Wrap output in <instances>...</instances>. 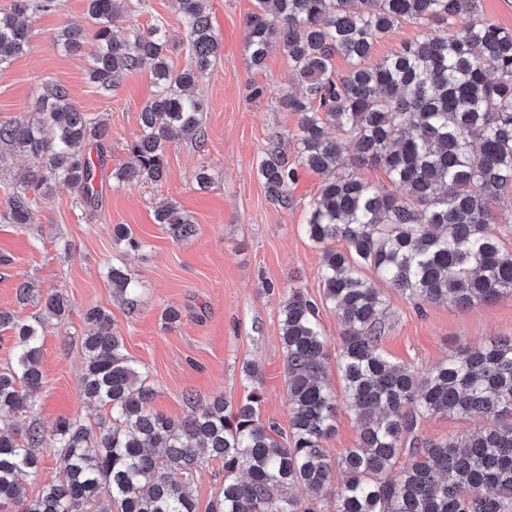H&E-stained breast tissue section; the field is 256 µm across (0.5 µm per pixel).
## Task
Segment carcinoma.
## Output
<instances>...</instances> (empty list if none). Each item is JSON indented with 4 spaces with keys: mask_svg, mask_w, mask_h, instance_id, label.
<instances>
[{
    "mask_svg": "<svg viewBox=\"0 0 512 512\" xmlns=\"http://www.w3.org/2000/svg\"><path fill=\"white\" fill-rule=\"evenodd\" d=\"M52 0H16L0 12V68L26 52L29 22ZM477 0H256L245 21V48L255 68L274 46L288 59L301 92L277 104L298 116L291 135L296 156L273 141L257 162L271 200L294 207L289 185L305 167L324 177L309 203L303 232L322 249L324 301L344 327L338 368L343 397L324 380L328 343L317 305L299 288L288 291L281 317L286 354L288 433L260 419L259 369L245 364L252 384L234 404L186 397L188 414L173 420L152 408L155 392L126 353L111 314L92 307L85 321L83 396L106 407L92 429L62 418L52 434L62 449L60 485L30 500L25 483L45 441L35 425L0 431V506L17 512H197L188 482L203 455L224 464V484L209 512H314L291 490L326 492L337 471L335 512H512V337L462 347L426 371L395 365L379 342L386 299L371 269L417 302H448L461 310L512 295V253L487 225L512 217V29L479 18ZM122 0H88L96 45L90 80L104 91L143 64L152 65L153 96L140 112L130 144L133 163L112 174L119 185L166 176L165 153L178 143L205 141L207 105L198 82L220 54L207 0H178L189 40L188 64L169 63L160 25L147 32L121 25ZM403 21L431 34L374 58L380 37ZM86 32L63 29L53 46L82 54ZM350 68L336 71L337 57ZM110 129L73 104L66 87L47 84L36 111L0 120V171L25 155L32 167L5 202L0 218L30 223L37 200L67 183L76 204L99 205L97 166L88 144L104 148ZM383 168L388 183L362 179L363 166ZM156 222L177 241L194 225L177 205L156 209ZM117 243L141 247L124 224ZM343 243L346 250L335 244ZM112 293L132 305L137 281L112 266ZM47 315L63 321L71 304L51 293ZM15 339L11 367L0 372V418L28 414L43 386L41 322L0 312V330ZM358 417L354 447L336 461L324 451L339 403ZM479 421L474 431L434 441L420 438L434 415ZM108 499H99L102 487Z\"/></svg>",
    "mask_w": 512,
    "mask_h": 512,
    "instance_id": "carcinoma-1",
    "label": "carcinoma"
}]
</instances>
